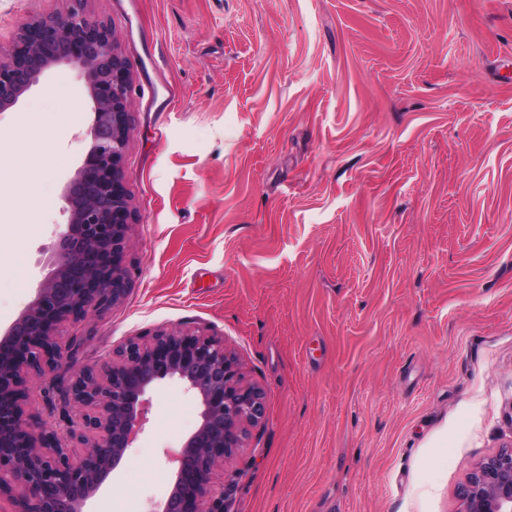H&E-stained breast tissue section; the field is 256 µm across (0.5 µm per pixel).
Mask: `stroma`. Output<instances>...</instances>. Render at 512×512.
<instances>
[{"label":"stroma","instance_id":"35a3bbf8","mask_svg":"<svg viewBox=\"0 0 512 512\" xmlns=\"http://www.w3.org/2000/svg\"><path fill=\"white\" fill-rule=\"evenodd\" d=\"M73 9L130 64L140 218L79 364L223 337L266 396L228 512H460L512 445V0H0V46ZM90 117L67 64L0 112V222L30 226L0 233V333L52 270ZM148 396L92 512L172 489L198 407L175 378Z\"/></svg>","mask_w":512,"mask_h":512}]
</instances>
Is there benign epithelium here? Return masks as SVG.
I'll list each match as a JSON object with an SVG mask.
<instances>
[{"mask_svg":"<svg viewBox=\"0 0 512 512\" xmlns=\"http://www.w3.org/2000/svg\"><path fill=\"white\" fill-rule=\"evenodd\" d=\"M59 64L82 70L92 121L80 162L62 193L65 228L51 247V272L0 337V512H85L146 423L147 392L181 380L200 408L197 429L177 454L172 490L156 512H224V461L264 418L265 393L247 383L224 338L176 328L132 338L65 385L76 428L58 429L26 409L32 384L61 369L83 337L61 327L121 302L123 265L136 214L122 179L131 111L130 66L112 26L78 12L23 24L0 60V112L14 107ZM461 512H512V445L485 458L462 485ZM10 505V510L1 503Z\"/></svg>","mask_w":512,"mask_h":512,"instance_id":"obj_1","label":"benign epithelium"}]
</instances>
